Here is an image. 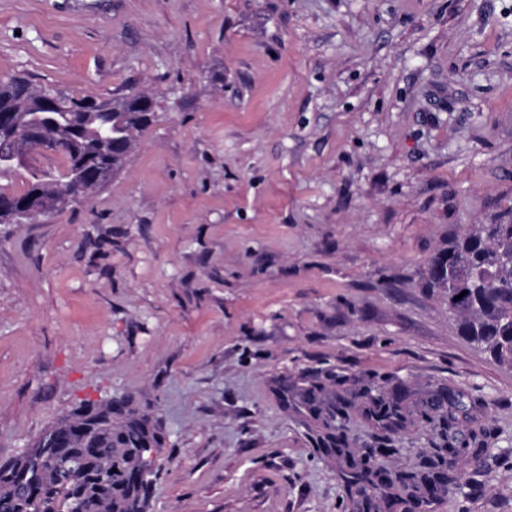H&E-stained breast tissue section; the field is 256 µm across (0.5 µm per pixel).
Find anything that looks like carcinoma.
Listing matches in <instances>:
<instances>
[{"label":"carcinoma","instance_id":"cac0c4a2","mask_svg":"<svg viewBox=\"0 0 512 512\" xmlns=\"http://www.w3.org/2000/svg\"><path fill=\"white\" fill-rule=\"evenodd\" d=\"M34 85L17 76H0V112L14 113L13 123L0 127V178L12 174L22 162L13 157L17 141L27 143L42 131L51 136V153L63 161L60 169L42 168L35 151L28 180L47 176L44 192L55 194L74 177V170L89 167L118 172L125 164L136 134L160 118L158 100L136 107L124 99L107 102L88 95H71L49 86L62 104L54 112L34 109ZM512 224H473L432 258L428 284L448 300V313L458 319V331L469 343L488 353L497 363L512 368ZM466 295H461V292ZM461 299H456V296ZM120 400L81 403L65 420L46 428L32 447L0 463V512H40L47 504L54 512H141L142 495L151 484L146 479V452L156 447L157 436L147 419L126 410L119 429L113 414ZM373 414L382 421L400 415L398 402L370 397ZM463 441L446 436L437 449L433 472L390 475L382 465L368 460L357 464L353 484L370 485L375 494L395 484L430 493L447 491L453 481Z\"/></svg>","mask_w":512,"mask_h":512}]
</instances>
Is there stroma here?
Returning <instances> with one entry per match:
<instances>
[{"label": "stroma", "mask_w": 512, "mask_h": 512, "mask_svg": "<svg viewBox=\"0 0 512 512\" xmlns=\"http://www.w3.org/2000/svg\"><path fill=\"white\" fill-rule=\"evenodd\" d=\"M1 73L163 116L89 202L0 224V460L116 396L160 440L143 512H352L304 392L406 472L445 390L458 484L372 512H512V369L426 281L512 223V0H0Z\"/></svg>", "instance_id": "stroma-1"}]
</instances>
